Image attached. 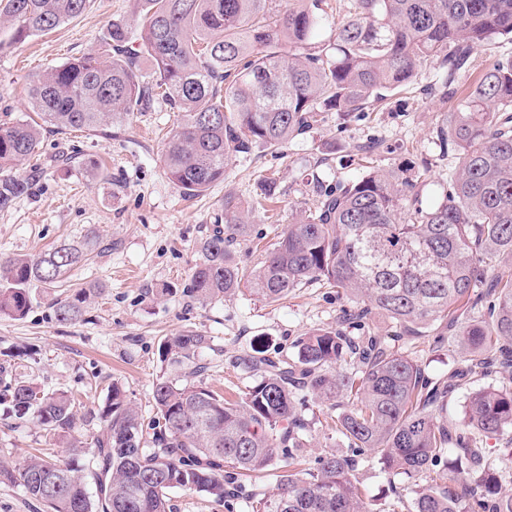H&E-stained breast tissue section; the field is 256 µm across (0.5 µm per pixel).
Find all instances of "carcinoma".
<instances>
[{"mask_svg": "<svg viewBox=\"0 0 512 512\" xmlns=\"http://www.w3.org/2000/svg\"><path fill=\"white\" fill-rule=\"evenodd\" d=\"M131 23L113 22L104 50L36 75L28 97L37 121L0 124V169L30 160L44 131H97L121 124L155 100L177 113L168 133L164 172L184 197L224 181L229 161L259 143L277 149L305 135L318 112L345 117L414 83L437 61L430 94L456 95L473 51L512 40V0H355L334 39L312 34L324 0H139ZM90 0H6L0 25L12 40L49 33L81 16ZM149 59L154 77L142 76ZM453 143L458 166L448 192L418 206L417 182L402 170L371 167L331 190L312 176L317 206L284 225L261 265L247 270L231 247L249 233V210L224 197V227L199 243L192 296L201 305L247 292L277 301L298 288L328 284L353 302L339 322L377 312L415 333L434 324L458 332L462 367L453 377L484 376L495 353L512 368V58H495L435 128ZM27 191L0 180V206ZM98 247L93 237L63 242L36 256L0 259V316L22 318L31 287L54 288ZM99 288L89 285L52 301L57 321L82 318ZM481 308L487 318L458 323L457 312ZM210 338L193 330L165 339L160 361L181 373L152 388L144 416L112 381L89 412L99 430L88 443L74 436L80 402L15 378L0 390L6 414L64 439L61 461L33 455L0 465V482L21 486L47 512H173L172 493L193 490L224 504L247 499L256 512H370L354 474L356 459L328 452L314 469L277 474L270 493L256 481L279 457L297 460L307 423L298 405L311 397L336 412V434L352 452L370 451L409 479L411 512H512V494L476 446L475 435L512 433V389L488 385L463 405L467 429L448 423V391L415 360L378 336L357 344L339 328L297 339L296 357L256 348L241 359L252 382L234 399L202 378ZM355 361L358 370L338 367ZM460 477L448 481V469Z\"/></svg>", "mask_w": 512, "mask_h": 512, "instance_id": "cac0c4a2", "label": "carcinoma"}]
</instances>
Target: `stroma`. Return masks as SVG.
Instances as JSON below:
<instances>
[{"label": "stroma", "instance_id": "stroma-1", "mask_svg": "<svg viewBox=\"0 0 512 512\" xmlns=\"http://www.w3.org/2000/svg\"><path fill=\"white\" fill-rule=\"evenodd\" d=\"M137 0H91L78 18L56 31L21 43L10 30L0 31V123L29 116L27 88L47 67L100 51L109 22L132 21ZM440 74L424 63L416 82L389 93L377 109L342 120L323 112L310 131L270 151L260 144L233 159L224 180L203 195L185 199L163 172L162 138L176 120L160 100L134 113L125 124L92 133L53 130L44 133L37 154L12 171L29 190L0 209V257L35 255L64 241L92 236L100 247L75 267L64 287L93 283L102 293L82 319L61 323L50 301L53 290L34 287L33 303L20 319L0 316V364L13 376L34 379L72 392L84 409L104 401L112 381L124 385L143 414L152 411V387L163 369L161 342L193 329L210 336L207 383L221 393H235L249 383L237 360L260 344L268 352L293 353L298 337L335 326L350 300L334 288L317 284L300 288L279 301L249 295L200 305L191 298V277L199 262V241L212 225L224 221V197L249 206L251 234L232 248L239 265L262 261L280 225L314 208L316 196L307 183L317 175L324 187H344L366 163L419 175L418 205L429 208L448 189L458 164L456 150H441L434 130L458 99L430 96L428 86ZM376 143L373 156L363 147ZM278 184L276 207L258 204L259 178ZM171 292L159 296L158 291ZM398 349L417 360L428 376L443 381L458 368L455 350L434 344L429 336H405ZM305 451L315 462L328 451L347 453L346 443L326 426V407L310 404ZM40 451L51 460L67 456L34 427L0 419V462L15 467ZM356 477L372 512H392L404 480L384 471L372 453L360 456Z\"/></svg>", "mask_w": 512, "mask_h": 512}]
</instances>
